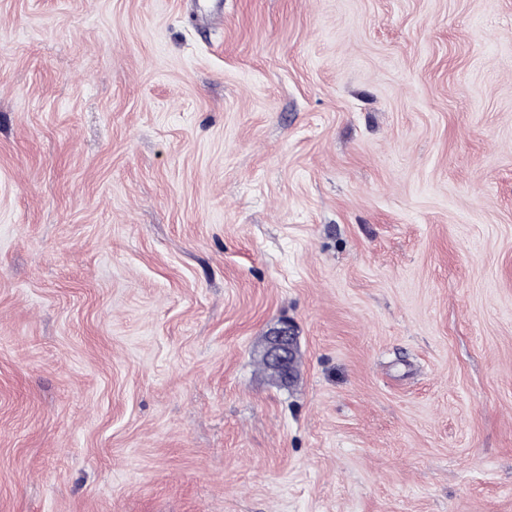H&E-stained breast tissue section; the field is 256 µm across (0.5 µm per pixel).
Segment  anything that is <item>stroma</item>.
<instances>
[{
  "instance_id": "35a3bbf8",
  "label": "stroma",
  "mask_w": 512,
  "mask_h": 512,
  "mask_svg": "<svg viewBox=\"0 0 512 512\" xmlns=\"http://www.w3.org/2000/svg\"><path fill=\"white\" fill-rule=\"evenodd\" d=\"M207 8L0 0V512H512V0ZM295 349L296 336H294L293 329L288 325V322L282 323L268 337L264 359L268 367L282 382H288L292 375Z\"/></svg>"
}]
</instances>
